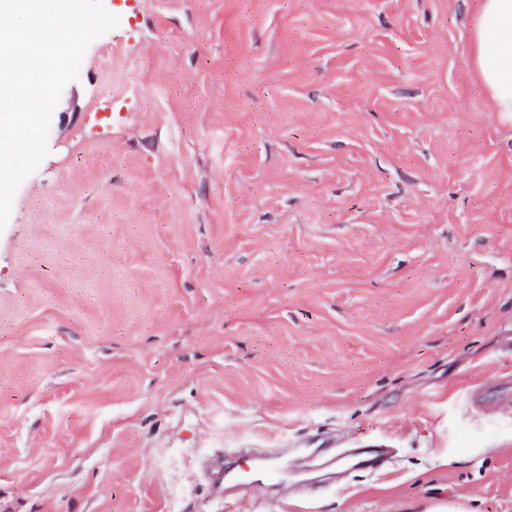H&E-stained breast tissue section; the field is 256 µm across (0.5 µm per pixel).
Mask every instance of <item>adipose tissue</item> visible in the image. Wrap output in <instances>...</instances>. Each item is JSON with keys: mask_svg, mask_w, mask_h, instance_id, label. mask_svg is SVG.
Listing matches in <instances>:
<instances>
[{"mask_svg": "<svg viewBox=\"0 0 512 512\" xmlns=\"http://www.w3.org/2000/svg\"><path fill=\"white\" fill-rule=\"evenodd\" d=\"M474 65L495 111L512 114V0H480Z\"/></svg>", "mask_w": 512, "mask_h": 512, "instance_id": "1", "label": "adipose tissue"}]
</instances>
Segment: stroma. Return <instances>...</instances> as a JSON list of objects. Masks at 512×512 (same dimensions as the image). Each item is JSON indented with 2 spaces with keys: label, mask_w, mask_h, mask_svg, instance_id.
I'll list each match as a JSON object with an SVG mask.
<instances>
[{
  "label": "stroma",
  "mask_w": 512,
  "mask_h": 512,
  "mask_svg": "<svg viewBox=\"0 0 512 512\" xmlns=\"http://www.w3.org/2000/svg\"><path fill=\"white\" fill-rule=\"evenodd\" d=\"M104 5L0 232V512H512L477 0ZM242 451L279 495L215 486ZM353 460V468L376 470L386 460V448H364L349 454Z\"/></svg>",
  "instance_id": "35a3bbf8"
}]
</instances>
